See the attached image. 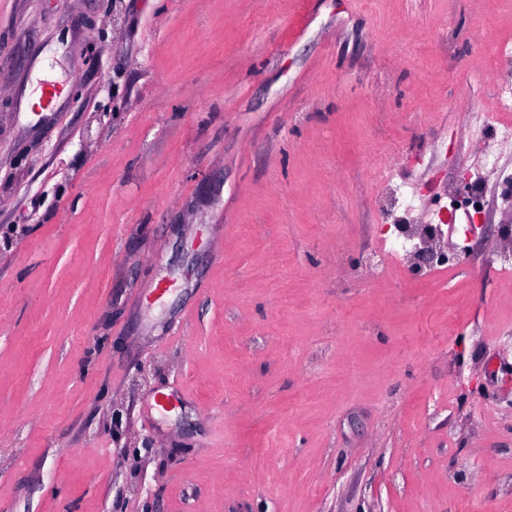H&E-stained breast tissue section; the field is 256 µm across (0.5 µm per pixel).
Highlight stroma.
Returning a JSON list of instances; mask_svg holds the SVG:
<instances>
[{
    "instance_id": "1",
    "label": "stroma",
    "mask_w": 512,
    "mask_h": 512,
    "mask_svg": "<svg viewBox=\"0 0 512 512\" xmlns=\"http://www.w3.org/2000/svg\"><path fill=\"white\" fill-rule=\"evenodd\" d=\"M498 40L512 0H0V512H512L498 218L414 277L373 177L444 211Z\"/></svg>"
}]
</instances>
